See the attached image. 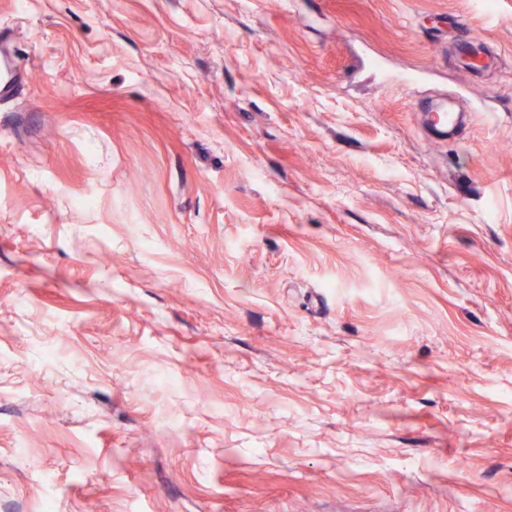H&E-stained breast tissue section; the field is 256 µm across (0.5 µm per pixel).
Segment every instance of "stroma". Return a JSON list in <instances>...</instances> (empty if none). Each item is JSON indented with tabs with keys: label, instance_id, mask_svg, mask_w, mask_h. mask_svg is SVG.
<instances>
[{
	"label": "stroma",
	"instance_id": "1",
	"mask_svg": "<svg viewBox=\"0 0 512 512\" xmlns=\"http://www.w3.org/2000/svg\"><path fill=\"white\" fill-rule=\"evenodd\" d=\"M1 31L0 512H512V0ZM0 99L11 97L25 76V70L19 65L11 48L10 40L2 33L0 35ZM425 125L430 136L441 139L448 137V128L454 129L458 124V116L451 108H448L446 101L431 103L424 111Z\"/></svg>",
	"mask_w": 512,
	"mask_h": 512
}]
</instances>
